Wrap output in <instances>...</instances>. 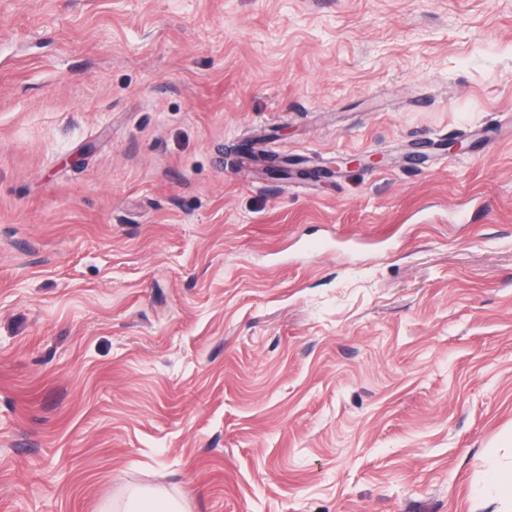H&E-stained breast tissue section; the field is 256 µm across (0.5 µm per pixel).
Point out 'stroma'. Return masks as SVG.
<instances>
[{
  "label": "stroma",
  "instance_id": "stroma-1",
  "mask_svg": "<svg viewBox=\"0 0 512 512\" xmlns=\"http://www.w3.org/2000/svg\"><path fill=\"white\" fill-rule=\"evenodd\" d=\"M511 434L512 0H0V512H498ZM120 512H186L182 503L157 492L140 491L130 495Z\"/></svg>",
  "mask_w": 512,
  "mask_h": 512
}]
</instances>
